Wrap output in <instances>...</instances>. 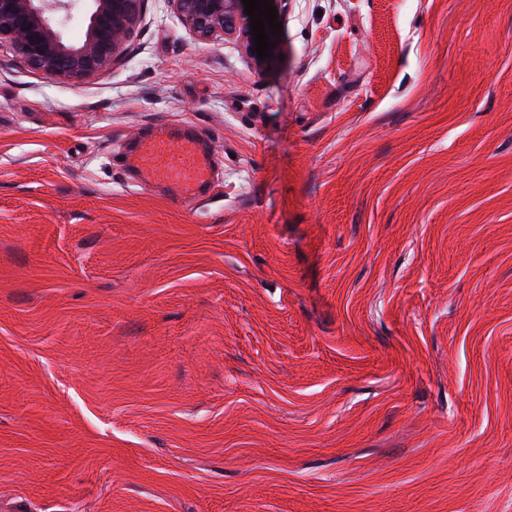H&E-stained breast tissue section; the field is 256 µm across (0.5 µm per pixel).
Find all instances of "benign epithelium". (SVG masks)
<instances>
[{
    "mask_svg": "<svg viewBox=\"0 0 512 512\" xmlns=\"http://www.w3.org/2000/svg\"><path fill=\"white\" fill-rule=\"evenodd\" d=\"M199 40L234 38L257 69L258 59L242 0H169ZM144 0H0V46L50 79L82 81L112 66L136 32ZM82 18L81 33L66 27Z\"/></svg>",
    "mask_w": 512,
    "mask_h": 512,
    "instance_id": "1",
    "label": "benign epithelium"
}]
</instances>
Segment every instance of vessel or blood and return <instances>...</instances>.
<instances>
[{"label": "vessel or blood", "instance_id": "vessel-or-blood-1", "mask_svg": "<svg viewBox=\"0 0 512 512\" xmlns=\"http://www.w3.org/2000/svg\"><path fill=\"white\" fill-rule=\"evenodd\" d=\"M120 164L139 185L185 202H204L215 188V156L198 130L153 125L122 152Z\"/></svg>", "mask_w": 512, "mask_h": 512}]
</instances>
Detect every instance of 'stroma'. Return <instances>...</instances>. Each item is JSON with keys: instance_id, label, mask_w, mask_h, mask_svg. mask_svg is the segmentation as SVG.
<instances>
[{"instance_id": "1", "label": "stroma", "mask_w": 512, "mask_h": 512, "mask_svg": "<svg viewBox=\"0 0 512 512\" xmlns=\"http://www.w3.org/2000/svg\"><path fill=\"white\" fill-rule=\"evenodd\" d=\"M280 57L145 0L0 49V512H512V0H278ZM198 126L187 204L115 157ZM144 0H0V46L47 78L82 81L112 66L136 32ZM75 15L81 33L66 27Z\"/></svg>"}]
</instances>
